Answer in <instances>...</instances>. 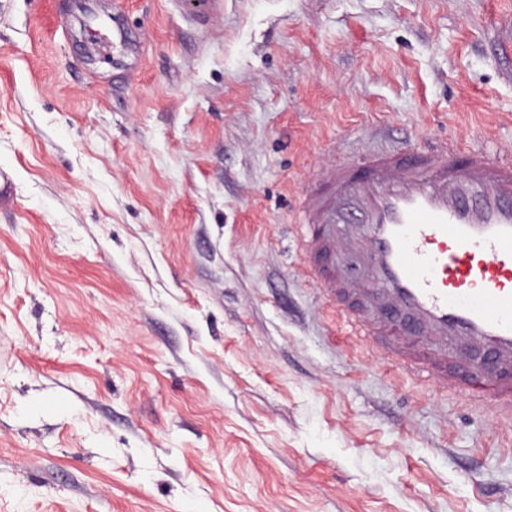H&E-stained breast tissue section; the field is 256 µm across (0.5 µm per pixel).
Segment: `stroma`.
Here are the masks:
<instances>
[{
	"label": "stroma",
	"mask_w": 512,
	"mask_h": 512,
	"mask_svg": "<svg viewBox=\"0 0 512 512\" xmlns=\"http://www.w3.org/2000/svg\"><path fill=\"white\" fill-rule=\"evenodd\" d=\"M202 6L0 0V512H512V417L337 320L299 222L355 152L512 157V0Z\"/></svg>",
	"instance_id": "stroma-1"
}]
</instances>
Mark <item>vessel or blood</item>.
<instances>
[{
    "label": "vessel or blood",
    "instance_id": "vessel-or-blood-1",
    "mask_svg": "<svg viewBox=\"0 0 512 512\" xmlns=\"http://www.w3.org/2000/svg\"><path fill=\"white\" fill-rule=\"evenodd\" d=\"M307 251L327 257L323 288L358 285L350 312L399 365L448 379L427 336L493 357L469 360L456 391L512 412V163L471 149H377L336 164L303 199Z\"/></svg>",
    "mask_w": 512,
    "mask_h": 512
}]
</instances>
